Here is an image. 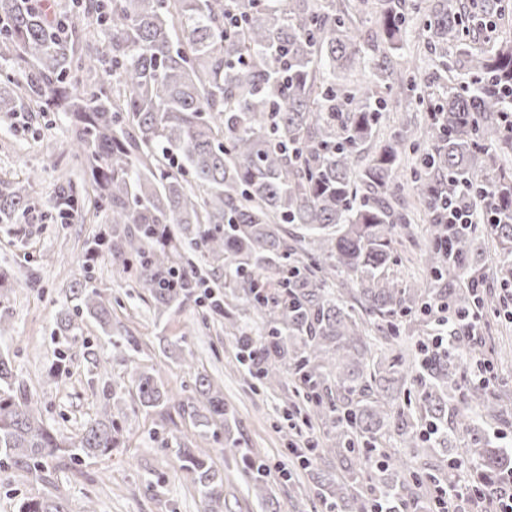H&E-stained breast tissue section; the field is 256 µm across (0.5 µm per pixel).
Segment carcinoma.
<instances>
[{"instance_id": "1", "label": "carcinoma", "mask_w": 512, "mask_h": 512, "mask_svg": "<svg viewBox=\"0 0 512 512\" xmlns=\"http://www.w3.org/2000/svg\"><path fill=\"white\" fill-rule=\"evenodd\" d=\"M79 2L111 36L116 89L72 82L73 72L94 67L98 52L79 46L68 14L0 0V61L22 70V80L7 75L0 85V113L28 106L68 120L74 161L108 218L86 241L87 263L112 258L159 316L201 302L205 283L191 255L223 266L222 292L206 295L203 317H220L239 332L238 355L263 387L293 379L302 402L287 419L330 427L303 466L345 462L340 471L316 473L313 498L327 512H410L422 483L406 458L384 447L388 425L407 448H446L478 431L472 407L485 417L498 413L481 389L458 400L451 394L459 360L475 351L461 318L485 275L473 252L479 225L449 228L443 200L452 194L470 212L494 213L487 225L512 255V167L491 150L512 149L504 121L512 112V40L489 36L502 0ZM372 14L377 28L363 35L360 22ZM419 14L436 71L423 75L413 61L397 73L388 48ZM476 32L482 42L467 40ZM450 45L466 57L470 81L440 95L415 94L422 83L454 77ZM367 71L371 80L356 78ZM382 88L428 117L432 149L408 186L402 158L415 142L407 122L379 138L389 106ZM365 150L368 161L358 168L355 156ZM407 187L429 221L425 265L446 281L434 300L448 301V326L434 331H448L457 354L441 348L419 361L399 354L386 363L378 351L394 346V317L424 306L421 289L385 273L399 230L412 223L397 202ZM78 204L76 186L65 182L59 217ZM28 208L25 189L0 188V222ZM337 280L340 287L331 288ZM239 300L261 321L254 336L236 320ZM81 316L117 344L112 304L89 275L65 292L58 331L75 337ZM128 376L141 407L172 408L198 426L224 429V392L208 376L196 375L189 404L134 360ZM408 383L421 388L415 411L401 400ZM119 435L105 411L76 436H59L0 355V465L23 462L39 477L61 454L110 453ZM474 442L462 449L475 460L474 477L486 483L504 473L507 456ZM174 444L206 512H224V477L208 462L210 449ZM264 468L258 456L249 461V488L271 505ZM18 512L68 510L60 497L45 496L21 500Z\"/></svg>"}]
</instances>
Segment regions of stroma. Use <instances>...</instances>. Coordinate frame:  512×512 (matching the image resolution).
Masks as SVG:
<instances>
[{
	"label": "stroma",
	"instance_id": "obj_1",
	"mask_svg": "<svg viewBox=\"0 0 512 512\" xmlns=\"http://www.w3.org/2000/svg\"><path fill=\"white\" fill-rule=\"evenodd\" d=\"M69 126L58 112L21 111L0 114V180L26 186L30 209L17 223H0V268L11 277L0 288V311L8 313L10 335L0 337L12 369L39 402L44 420L65 437L78 433L90 418L108 410L121 428L122 444L112 453L70 463L50 460L43 478L26 466L0 471V512H17L21 499L47 494L60 496L68 512H83L94 503L97 512H203V504L173 451L174 438L210 448L212 462L224 477V512H266L243 476L239 449L249 448L265 459L281 512H321L310 500V477L296 470L291 480L281 471L288 465L289 443L308 441L309 429L291 425L284 411L294 399L291 379L274 393L264 392L236 358V338L223 321L202 322L199 307L156 316L150 301L127 288L111 261L97 262L92 272L96 286L112 303V323L133 340L141 366L155 369L175 398L193 394L196 374L219 378L224 401L232 415L218 434H201L189 420L169 418L166 411L143 410L127 375L125 347H108L100 328L90 320L79 322L76 338L54 332L58 300L68 286L82 280L86 240L105 221L103 211L86 200L82 209L60 218L53 200L60 184L81 174L68 152ZM36 181H28L29 171ZM426 220H416L402 232L403 244L387 268L390 278L407 288H432L436 282L420 254L425 248ZM478 342L490 362L489 390L499 396L497 420L481 424V436L490 447L512 457V322L502 323L497 311L483 313ZM190 349L194 368L182 366L178 350ZM107 359L99 369V359ZM65 363V381L49 371ZM117 386L113 404L102 397L104 383Z\"/></svg>",
	"mask_w": 512,
	"mask_h": 512
}]
</instances>
